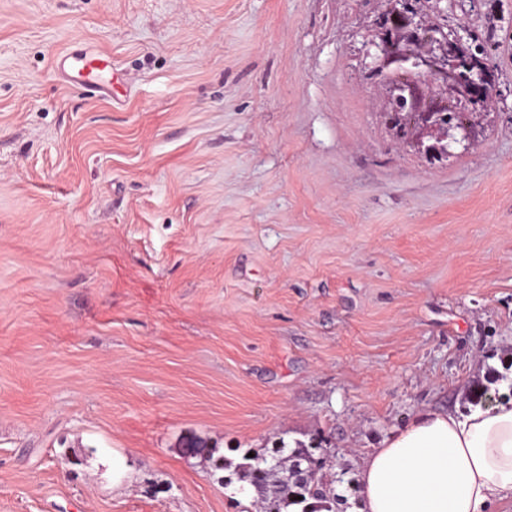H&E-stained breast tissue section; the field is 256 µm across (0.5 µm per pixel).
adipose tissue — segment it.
<instances>
[{
	"label": "adipose tissue",
	"instance_id": "obj_1",
	"mask_svg": "<svg viewBox=\"0 0 512 512\" xmlns=\"http://www.w3.org/2000/svg\"><path fill=\"white\" fill-rule=\"evenodd\" d=\"M360 512H494L512 505V399L429 408L364 460Z\"/></svg>",
	"mask_w": 512,
	"mask_h": 512
}]
</instances>
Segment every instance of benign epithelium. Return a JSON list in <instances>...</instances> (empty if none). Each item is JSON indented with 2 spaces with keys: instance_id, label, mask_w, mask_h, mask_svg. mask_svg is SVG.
<instances>
[{
  "instance_id": "1",
  "label": "benign epithelium",
  "mask_w": 512,
  "mask_h": 512,
  "mask_svg": "<svg viewBox=\"0 0 512 512\" xmlns=\"http://www.w3.org/2000/svg\"><path fill=\"white\" fill-rule=\"evenodd\" d=\"M462 30L464 27L461 26L450 35L443 34L441 39L427 49L416 46L413 40L409 39L406 41V48L395 54L390 53L395 37L386 30L379 32L378 42L374 43L378 50V68L383 69L392 64L409 65L413 73L409 78V84L390 85L388 105L393 112L412 113L415 117L414 127L421 131H441L436 142L431 145H423L422 138L418 135L410 139L412 144L423 146L425 151L434 155H448V144L445 143L448 139V124L445 123L443 115L425 106V102L434 95L433 89L437 87L443 93L463 94L465 103L473 112L483 106L489 92L488 76L484 68L469 66L462 74L460 60L448 54V45L463 43V36L460 34Z\"/></svg>"
}]
</instances>
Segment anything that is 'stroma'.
<instances>
[{
  "label": "stroma",
  "mask_w": 512,
  "mask_h": 512,
  "mask_svg": "<svg viewBox=\"0 0 512 512\" xmlns=\"http://www.w3.org/2000/svg\"><path fill=\"white\" fill-rule=\"evenodd\" d=\"M388 7L0 0V512H255L189 434L311 448L358 512L418 409L512 390V0L443 14L496 93L442 159L388 123ZM55 73L63 83H78L95 90L106 89L117 78L112 56L93 47L60 54Z\"/></svg>",
  "instance_id": "stroma-1"
}]
</instances>
